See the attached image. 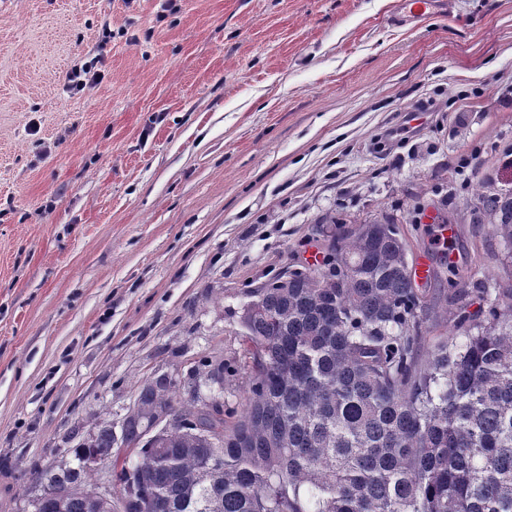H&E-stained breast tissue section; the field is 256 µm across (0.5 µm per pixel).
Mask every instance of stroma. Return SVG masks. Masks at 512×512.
I'll return each instance as SVG.
<instances>
[{
    "label": "stroma",
    "instance_id": "stroma-1",
    "mask_svg": "<svg viewBox=\"0 0 512 512\" xmlns=\"http://www.w3.org/2000/svg\"><path fill=\"white\" fill-rule=\"evenodd\" d=\"M398 2L0 0V512L149 380L242 410L251 291L321 260L335 213L394 221L458 287L512 284L466 209L512 190V0L406 26ZM100 62L97 57L85 62L78 68H75L68 75V82H72V86L76 88H84L88 84H93L101 77L100 71L96 70L97 64Z\"/></svg>",
    "mask_w": 512,
    "mask_h": 512
}]
</instances>
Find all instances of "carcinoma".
Listing matches in <instances>:
<instances>
[{
  "label": "carcinoma",
  "mask_w": 512,
  "mask_h": 512,
  "mask_svg": "<svg viewBox=\"0 0 512 512\" xmlns=\"http://www.w3.org/2000/svg\"><path fill=\"white\" fill-rule=\"evenodd\" d=\"M473 223L512 246V191L478 194ZM426 363L429 289L416 286L399 226L350 224L322 261L270 279L242 317L251 384L238 417L218 399L177 408L174 380L138 396L112 455V420L50 471L34 470L37 512H109L107 464L132 512H512V285L478 283ZM169 409L174 424L143 441Z\"/></svg>",
  "instance_id": "1"
}]
</instances>
